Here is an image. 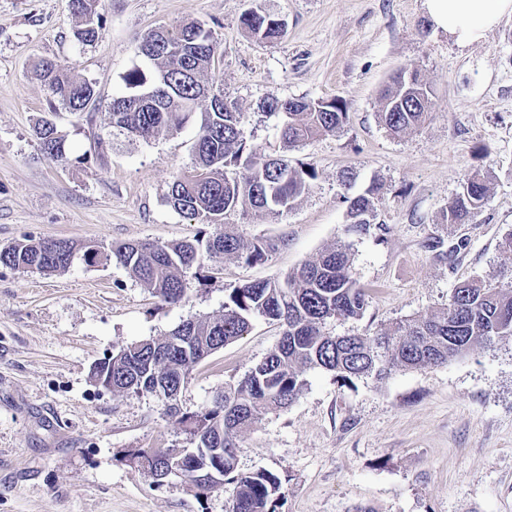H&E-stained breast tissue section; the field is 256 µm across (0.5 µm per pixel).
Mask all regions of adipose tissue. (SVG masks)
<instances>
[{
    "label": "adipose tissue",
    "mask_w": 512,
    "mask_h": 512,
    "mask_svg": "<svg viewBox=\"0 0 512 512\" xmlns=\"http://www.w3.org/2000/svg\"><path fill=\"white\" fill-rule=\"evenodd\" d=\"M435 28L460 46L484 40L504 16H512V0H424Z\"/></svg>",
    "instance_id": "adipose-tissue-1"
}]
</instances>
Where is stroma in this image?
I'll return each instance as SVG.
<instances>
[{
	"instance_id": "35a3bbf8",
	"label": "stroma",
	"mask_w": 512,
	"mask_h": 512,
	"mask_svg": "<svg viewBox=\"0 0 512 512\" xmlns=\"http://www.w3.org/2000/svg\"><path fill=\"white\" fill-rule=\"evenodd\" d=\"M263 7L285 24L277 41L245 33L241 15ZM97 41L73 39L69 0H0V247L30 236L83 243L191 240L208 225L167 197L194 159L200 119L143 141L119 132L105 105L125 92L131 69L151 71L135 39L195 20L222 40L209 77L244 113L258 152L284 155L317 177L288 212L236 210L225 223L245 239L273 243L263 262H219V280H186V296L162 303L118 263L77 260L46 276L0 266V512H227L234 485L198 493L182 480L156 486L126 455L134 448H186L190 441L150 394L112 393L91 366L121 346L161 339L183 321L215 316L226 289L283 281L344 236L341 176L354 192L380 186L377 229L348 237L350 274L368 302L360 319L327 331L372 336L384 325L446 306L472 277L512 280V16L481 43L460 47L432 25L424 0H100ZM43 58L61 60L95 85L99 106L50 107L32 77ZM434 90L429 119L403 136L379 118L398 70ZM270 95L339 97L348 120L336 132L285 147L282 121L264 113ZM49 119L66 136L68 164L50 161L34 127ZM488 175L481 211L441 229V214L473 168ZM447 232L465 241L448 262L427 251ZM282 329L256 320L250 332L196 366L181 411L209 404L279 343ZM303 394L241 436L237 469L267 470L283 483L278 512H512V340L478 345L438 367L397 370L379 382L337 381L310 370Z\"/></svg>"
}]
</instances>
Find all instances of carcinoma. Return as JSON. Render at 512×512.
I'll return each instance as SVG.
<instances>
[{"label":"carcinoma","mask_w":512,"mask_h":512,"mask_svg":"<svg viewBox=\"0 0 512 512\" xmlns=\"http://www.w3.org/2000/svg\"><path fill=\"white\" fill-rule=\"evenodd\" d=\"M99 0H70L81 27L74 37L86 45L101 34L105 18ZM240 27L261 40L273 41L284 26L271 14L254 11L240 17ZM138 55L152 62L151 75L140 69L124 76L128 92L108 104L112 127L148 141L179 131L203 101L194 145V162L177 175L168 194L171 207L209 226L238 207L276 215L293 208L312 187L316 172L296 166L283 156L257 152L243 136L244 113L224 88L205 75L220 55L215 31L190 21L159 26L137 37ZM32 76L43 84L50 102L72 112L96 103L94 83L74 74L55 59H42ZM433 90L418 73H396L384 90L380 119L395 136L421 125L432 107ZM265 113L284 118L281 137L289 147L305 143L341 128L348 107L340 98L305 100L269 97L261 103ZM44 154L60 164L69 162L65 135L48 119L35 127ZM347 193L345 232L366 233L376 219L374 200L379 187L369 186L352 196ZM484 174L476 170L463 191L443 210L442 227L464 224L483 207L487 197ZM270 244L247 241L231 224L193 241L157 243L119 242L107 246L79 244L71 239L22 238L0 247V265L51 275L67 271L78 257L88 261L121 264L135 280L165 304L184 298L186 274L207 262L235 259L247 264L265 260ZM425 248L440 262L448 261L447 239L434 235ZM350 244L343 240L289 272L282 282L253 281L227 291L224 310L218 316L189 319L162 339L132 343L112 355L110 361L91 371V377L112 378V391L153 393L156 382L183 391L193 368L216 350L248 332L252 321L263 318L282 327L278 346L256 363L235 385L217 392L209 405L183 413L177 398L163 396L167 415L183 428L197 454L194 462L207 463L234 483L237 492L230 512H276L284 497L280 478L269 471L239 473L236 470V439L251 430L261 417L290 406L303 393L308 370L322 369L336 379L383 380L393 371L441 365L467 353L473 346L512 338V281L474 277L459 283L441 310L395 321L375 336L333 335L325 331L330 321L360 317L367 293L349 273ZM189 336L188 349L170 342Z\"/></svg>","instance_id":"cac0c4a2"}]
</instances>
